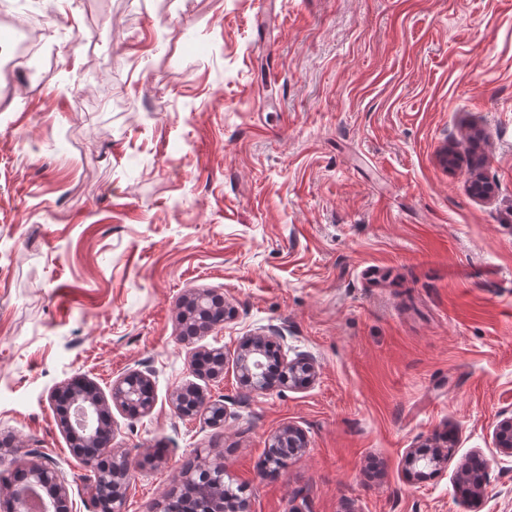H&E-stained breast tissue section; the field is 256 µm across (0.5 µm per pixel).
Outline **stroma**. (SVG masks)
Segmentation results:
<instances>
[{
	"label": "stroma",
	"mask_w": 512,
	"mask_h": 512,
	"mask_svg": "<svg viewBox=\"0 0 512 512\" xmlns=\"http://www.w3.org/2000/svg\"><path fill=\"white\" fill-rule=\"evenodd\" d=\"M0 11V435L88 470L50 401L139 369L152 412L113 411L153 512L223 455L251 512H512V0H8ZM489 182L473 197L472 178ZM224 297L180 338L179 302ZM314 381L257 396L242 337ZM224 350V377L190 370ZM223 401L213 427L173 392ZM305 453L263 474L271 435ZM448 448L438 476L410 449ZM489 462L472 503L458 466ZM224 298L208 289H198L181 301L180 338L184 342L204 336L217 326H223L224 321L213 325L216 317H223ZM192 336V337H188ZM493 444L500 454L512 458V416L505 417L496 425Z\"/></svg>",
	"instance_id": "stroma-1"
}]
</instances>
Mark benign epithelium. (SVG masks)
<instances>
[{"label":"benign epithelium","mask_w":512,"mask_h":512,"mask_svg":"<svg viewBox=\"0 0 512 512\" xmlns=\"http://www.w3.org/2000/svg\"><path fill=\"white\" fill-rule=\"evenodd\" d=\"M224 314V298L208 289H198L181 301L180 338L184 342L192 337L204 336L215 325L212 320ZM279 343L277 336L252 335L241 339L236 370L239 383L261 395L280 387H291L315 375L314 364L305 357L282 362L278 373L263 371L260 358L267 347ZM193 372L210 380L224 375V350L201 348L191 360ZM61 407L60 426L70 441V451L85 468L93 473L90 484L91 499L99 500L102 487H109L111 494L105 512H124L127 490L132 480V459L122 448L112 447L117 430L111 418V408H116L130 418L150 413L155 404L152 382L140 370H129L112 383L110 396H105L95 382L76 377L57 388L51 395ZM174 412L182 418L203 419L212 426L224 423L227 410L221 400H211L196 386L190 385L178 392L172 400ZM496 450L512 458V416L499 421L493 430ZM307 439L301 429L288 425L273 434L268 443L267 456L287 466L288 460L304 453ZM22 452L10 436L0 438V463L16 460ZM480 459L476 454L460 467L459 479L470 481L472 498L480 499L485 491L487 469L480 478L473 479L471 468ZM448 461V451L442 448H412L405 457V464L423 463L438 475ZM227 472L224 457L205 458L189 463L180 471V484L200 485L206 499L216 501L224 485ZM41 489V512H69V490L62 473L50 462H27L15 467L14 479L9 487L11 512H31L29 507L31 487Z\"/></svg>","instance_id":"obj_1"}]
</instances>
